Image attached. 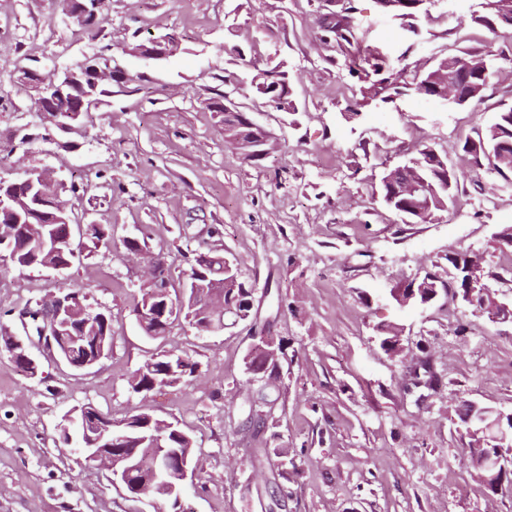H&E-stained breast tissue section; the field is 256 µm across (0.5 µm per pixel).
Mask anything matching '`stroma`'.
Here are the masks:
<instances>
[{
	"mask_svg": "<svg viewBox=\"0 0 512 512\" xmlns=\"http://www.w3.org/2000/svg\"><path fill=\"white\" fill-rule=\"evenodd\" d=\"M479 0H448V16L407 37L377 0H352L357 42L329 37V0H108V18L86 31L58 0H0V169L51 167L84 194L66 202L102 226L111 247L85 240L56 274L0 264V332L24 336L23 309L60 283L89 286L92 308L112 315V355L74 371L38 344L28 378L0 351V512H134L109 470L58 435L71 408L89 403L120 421L143 409L179 422L196 442L195 491L186 512H512V491L489 494L472 477V443L458 415L469 401L512 413V325L459 300L397 310L389 297L407 278L445 273L453 251L484 253L488 286L512 300V248L494 235L512 225V184L475 167L462 143L512 104V34L476 28ZM177 31L181 49L148 63L124 54L134 38ZM285 62L295 113L245 93L246 111L281 147L259 163L224 144V115L210 102L243 77L255 50ZM499 54L483 101L449 110L392 83L403 67L460 52ZM114 56L135 80L103 96L85 128H47L15 86L23 67L66 68ZM431 143L460 176L459 200L430 224L402 222L379 201L384 171ZM127 237L167 253L174 281L198 252L234 260L254 287L252 320L219 334L176 322L151 339L132 313L142 279ZM403 326L405 352L378 338ZM262 335L282 343L280 398L248 463L244 356ZM187 353V383L133 393L132 373L152 354ZM291 471L286 493L276 491Z\"/></svg>",
	"mask_w": 512,
	"mask_h": 512,
	"instance_id": "stroma-1",
	"label": "stroma"
}]
</instances>
